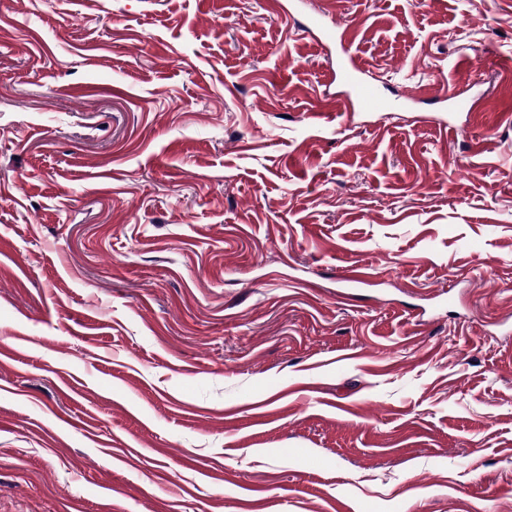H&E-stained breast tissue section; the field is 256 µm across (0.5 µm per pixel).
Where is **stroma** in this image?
I'll use <instances>...</instances> for the list:
<instances>
[{
  "label": "stroma",
  "instance_id": "obj_1",
  "mask_svg": "<svg viewBox=\"0 0 512 512\" xmlns=\"http://www.w3.org/2000/svg\"><path fill=\"white\" fill-rule=\"evenodd\" d=\"M0 343V512H512V0H0ZM339 77L348 87V100L353 107L369 112H386L389 101L372 84L361 77L360 64L350 46L340 38Z\"/></svg>",
  "mask_w": 512,
  "mask_h": 512
}]
</instances>
